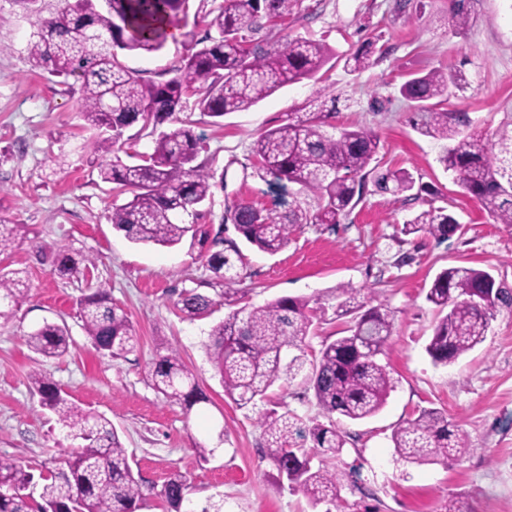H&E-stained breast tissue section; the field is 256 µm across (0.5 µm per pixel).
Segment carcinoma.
<instances>
[{"label":"carcinoma","mask_w":512,"mask_h":512,"mask_svg":"<svg viewBox=\"0 0 512 512\" xmlns=\"http://www.w3.org/2000/svg\"><path fill=\"white\" fill-rule=\"evenodd\" d=\"M96 2L61 0L57 6L34 0L32 12L38 20L28 54L57 76H79L84 121L90 128L112 132L113 156L101 166L100 177L129 197L113 204L107 219L136 244L173 247L187 241L191 251L206 245L209 231L195 220L211 196L213 175L196 163L200 139L191 124L160 132L153 151L136 154L133 164L119 156L127 128L176 122L191 98L202 114L222 117L287 84L312 79L328 64L341 62L350 73L373 64L371 49L339 56L322 41L292 38L284 31L268 48L253 39L258 31L288 19L299 0H220L210 22L214 33L205 37L204 45L175 68L169 80L145 82L126 69L115 49L160 50L167 28L186 15L189 0H106L104 10ZM450 14L455 32L464 33L471 22V0H452ZM468 85L463 70L434 68L410 76L399 93L415 103L419 132L445 142L440 162L463 193L494 222L512 224V129L488 136L471 127L466 114L440 108ZM323 96L325 90L317 91V97L288 113L283 124L262 133L252 148L255 173L262 181L282 190L294 184L297 194L317 197L318 208L312 212L295 199L277 212L241 201L224 216L240 240L263 253L280 251L303 224L340 223L361 200L370 178L382 191L418 198L411 172H380L373 165L378 135L364 126L336 128L329 122L335 108L327 107ZM459 227L446 208L431 206L406 221L405 231L445 239ZM25 236L24 225L1 224L0 255ZM214 244L223 248L198 257L224 282L227 293L241 276L245 254L234 239L217 237ZM54 264L62 278L85 279L94 260L60 250ZM20 274L0 270V320L12 318L14 307L28 295ZM426 299L438 309L426 350L434 363L448 365L485 341L497 311L512 309V288L496 283L487 270L452 266L435 276ZM178 305L184 319L194 321L214 313L218 302L190 288L181 293ZM78 306L82 329L98 352L119 358L134 349L135 328L112 303L108 289L98 286L82 296ZM329 309L346 319L344 335L322 342L306 376L325 421L307 424L288 411L258 419L264 436L261 452L275 466V482L299 488L310 508L324 505V512L338 508L340 500V481L326 463L347 443L336 419L375 416L394 389L389 363L382 360L393 335L394 312L381 303L371 304L361 289L347 283L336 286L327 304L319 298L281 297L230 313L208 334L209 358L224 395L247 408L282 375L291 378L303 369L314 320ZM25 342L44 358H60L70 350V330L65 323L46 322L28 333ZM30 378L41 405L81 445L65 466L46 467L37 475L15 459L0 457V512H138L143 480L134 475L112 422L70 400L44 371L35 370ZM151 379L171 405L189 411L205 401L194 374L174 350L156 354ZM296 437L311 445L291 447ZM391 441L401 460L416 465H446L469 451L468 436L438 409H423L406 420L392 432ZM188 490L186 476L174 470L155 495L166 504V512H181Z\"/></svg>","instance_id":"1"}]
</instances>
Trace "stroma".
Masks as SVG:
<instances>
[{"mask_svg":"<svg viewBox=\"0 0 512 512\" xmlns=\"http://www.w3.org/2000/svg\"><path fill=\"white\" fill-rule=\"evenodd\" d=\"M215 0H190L176 38L153 54L119 52L141 79L162 83L209 31ZM468 30L455 34L449 0H301L285 25L295 38L320 40L353 53L368 45L383 55L359 73L343 67L320 81L287 85L263 101L221 118L187 106L183 115L201 140L199 162L213 174L203 221L223 229L228 206L244 200L264 208L276 197L255 175L256 138L326 88L336 99V127L365 126L380 137L382 168H405L423 190L404 200L368 187L364 199L338 224H305L276 254L246 250V266L232 291L187 246L135 244L106 218L124 198L98 176L107 158L95 149L98 131L85 124L76 77L53 76L28 55L33 30L11 0H0V224L25 225L28 239L0 256V268L24 271L29 292L15 315L0 321V457L33 469L52 466L76 448L54 415L39 404L29 383L42 369L83 407L112 421L145 488L140 512H164L154 489L172 470L186 475L195 512L207 505L224 512H310L304 494L280 488L262 459L261 414L289 411L303 419L320 409L302 379L280 378L265 398L238 408L224 395L207 357L211 327L229 313L281 297H326L349 283L371 292L395 313L387 356L396 387L375 417L343 422L348 442L328 466L342 474L340 495L349 512H445L449 499L472 512H512V313L495 314L484 343L447 366L426 352L436 319L425 295L436 274L450 266L490 271L512 285V225L497 224L462 194L439 162L440 142L413 127L415 105L398 92L409 75L431 69H464L470 84L449 99L452 112L468 113L474 126L493 133L512 120V0H474ZM441 206L461 228L446 239L406 233L407 220ZM94 259L93 284L133 323L137 343L121 358L100 355L85 336L77 302L86 284L61 279L35 246ZM222 295L209 317L183 319L182 289ZM63 322L70 353L37 361L24 334L43 322ZM178 350L207 396L191 412L169 405L151 385L148 364L166 349ZM423 408H440L458 422L471 449L449 464L409 465L392 448L393 430ZM212 448L208 460L196 449ZM357 481H349V471Z\"/></svg>","mask_w":512,"mask_h":512,"instance_id":"stroma-1","label":"stroma"}]
</instances>
